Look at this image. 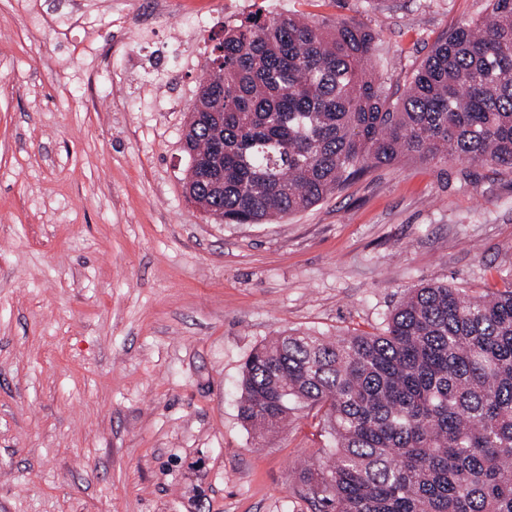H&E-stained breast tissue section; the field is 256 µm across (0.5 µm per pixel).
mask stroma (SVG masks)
Here are the masks:
<instances>
[{"label": "stroma", "instance_id": "35a3bbf8", "mask_svg": "<svg viewBox=\"0 0 512 512\" xmlns=\"http://www.w3.org/2000/svg\"><path fill=\"white\" fill-rule=\"evenodd\" d=\"M488 0H0V512H313L311 412L270 443L241 366L291 330L380 332L407 288L512 285V169L403 161L272 224L184 190L225 27L374 32L403 92ZM198 16L203 28L177 26Z\"/></svg>", "mask_w": 512, "mask_h": 512}]
</instances>
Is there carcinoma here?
Instances as JSON below:
<instances>
[{
    "instance_id": "obj_1",
    "label": "carcinoma",
    "mask_w": 512,
    "mask_h": 512,
    "mask_svg": "<svg viewBox=\"0 0 512 512\" xmlns=\"http://www.w3.org/2000/svg\"><path fill=\"white\" fill-rule=\"evenodd\" d=\"M444 33L404 92L368 67L376 37L252 15L224 31L186 135L224 138V178L185 191L226 224L310 208L403 158L512 168V0ZM238 417L257 439L299 409L333 446L299 480L316 512H512V287L409 288L378 334L284 331L250 353Z\"/></svg>"
}]
</instances>
